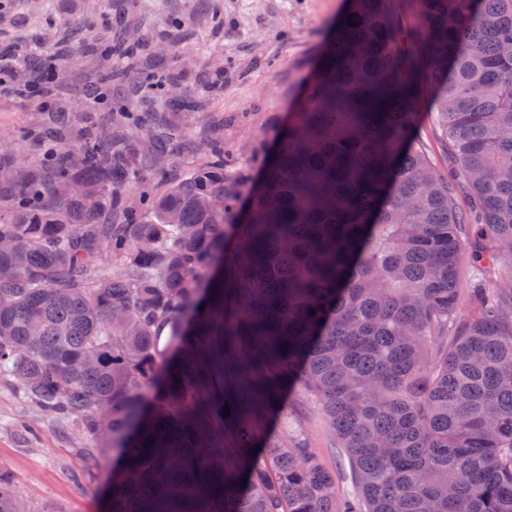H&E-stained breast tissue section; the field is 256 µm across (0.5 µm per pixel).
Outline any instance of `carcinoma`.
Returning <instances> with one entry per match:
<instances>
[{
  "mask_svg": "<svg viewBox=\"0 0 512 512\" xmlns=\"http://www.w3.org/2000/svg\"><path fill=\"white\" fill-rule=\"evenodd\" d=\"M415 4L463 214L415 136L389 0H350L246 211L217 142L126 196L185 144L177 112L146 145L59 112L39 139L65 157L0 169V382L86 461L116 456L109 512H512V0ZM286 386L353 497L295 433L254 454ZM0 512H30L1 469Z\"/></svg>",
  "mask_w": 512,
  "mask_h": 512,
  "instance_id": "cac0c4a2",
  "label": "carcinoma"
}]
</instances>
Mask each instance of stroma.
<instances>
[{"label":"stroma","instance_id":"1","mask_svg":"<svg viewBox=\"0 0 512 512\" xmlns=\"http://www.w3.org/2000/svg\"><path fill=\"white\" fill-rule=\"evenodd\" d=\"M345 8L346 0H0V56L51 55L61 45L71 54L55 78L43 70L30 74L29 96L17 94L10 76L0 77V137L17 165L41 164L44 149L32 132L55 107L76 111L70 92L99 77L96 48L108 39L113 67L125 71L135 91L107 94L103 111L126 108L143 118L164 111L156 92L140 86V72L169 76L170 89L190 101L183 110L187 138L206 146L205 113H223L226 156L257 177L254 156L272 150L287 127L320 46ZM406 47L420 89L415 133L437 170L452 171L456 163L432 115L427 57L417 41ZM283 397V407L267 414L257 449L295 428L337 490L352 491L347 453L319 406L291 391ZM30 412L22 393L0 386V469L13 475L31 512H105L111 458L87 464L70 438L48 425L19 436L16 424Z\"/></svg>","mask_w":512,"mask_h":512}]
</instances>
